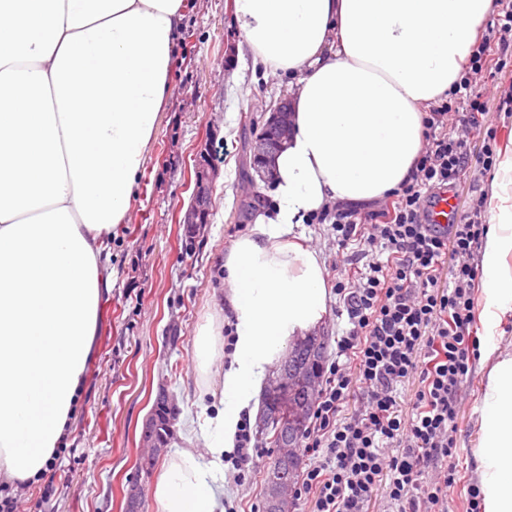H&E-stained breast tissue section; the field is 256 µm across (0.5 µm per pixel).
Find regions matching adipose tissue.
<instances>
[{"label":"adipose tissue","instance_id":"obj_1","mask_svg":"<svg viewBox=\"0 0 512 512\" xmlns=\"http://www.w3.org/2000/svg\"><path fill=\"white\" fill-rule=\"evenodd\" d=\"M184 0H0V474L38 481L66 433L100 331L99 260L122 223L170 91ZM493 0H236L254 63L297 76L292 134L275 156L274 211L224 253L234 321L198 328L200 397L221 409L179 449L157 512H224L215 484L287 339L326 311V274L304 218L397 188L424 148L421 106L445 96ZM477 301L483 381L474 449L482 512H512V149L492 179Z\"/></svg>","mask_w":512,"mask_h":512}]
</instances>
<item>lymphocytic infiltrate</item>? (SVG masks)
<instances>
[{
    "instance_id": "f902f5d3",
    "label": "lymphocytic infiltrate",
    "mask_w": 512,
    "mask_h": 512,
    "mask_svg": "<svg viewBox=\"0 0 512 512\" xmlns=\"http://www.w3.org/2000/svg\"><path fill=\"white\" fill-rule=\"evenodd\" d=\"M512 30V0H494L490 36ZM482 41L448 99L423 116L426 145L384 209L336 203L316 214L330 222L339 250L355 244L386 260L339 273L333 289L350 328L325 363L301 450L309 466L296 492L306 512H369L384 498L397 512H438L451 481L460 390L472 369L471 285L487 234L484 193L468 197L446 231L428 222L437 191L456 189L494 140L472 147L489 121L478 85L488 72ZM456 113L460 126L445 122Z\"/></svg>"
}]
</instances>
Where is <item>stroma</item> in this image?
Segmentation results:
<instances>
[{
	"label": "stroma",
	"instance_id": "obj_1",
	"mask_svg": "<svg viewBox=\"0 0 512 512\" xmlns=\"http://www.w3.org/2000/svg\"><path fill=\"white\" fill-rule=\"evenodd\" d=\"M235 9L236 0H184L171 93L137 177L132 209L100 254L112 273V290L102 301L100 336L81 404L62 440L53 492L45 494L40 482L12 485L19 512H124L135 484L142 491L141 512H157L154 487L168 457L157 456L142 470L147 451L141 434L158 392L178 408L169 452L186 447L201 419L215 415L196 402L193 336L215 315L212 295L225 250L253 221L240 216L241 207L272 189L254 169L251 147L270 113L297 91L293 73L266 75L250 56L239 55ZM480 91L493 114L497 149L512 147V117L501 111L512 94V74L484 80ZM217 145L224 156L210 192V222L188 254L180 219L194 192L196 155ZM484 375L474 368L461 389L446 512H471ZM261 451L265 466L245 482L234 480L232 464L224 466V496L234 512H262L276 451L267 444Z\"/></svg>",
	"mask_w": 512,
	"mask_h": 512
}]
</instances>
